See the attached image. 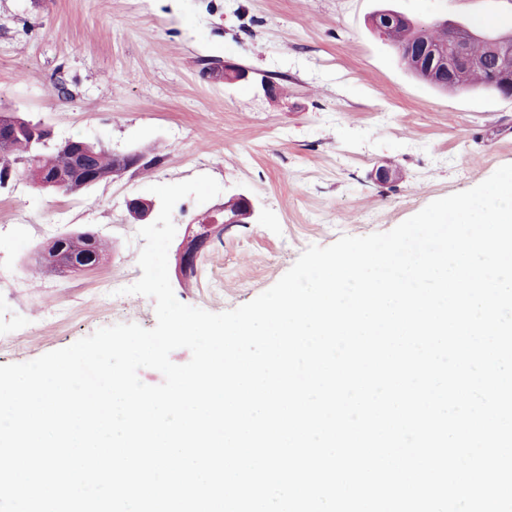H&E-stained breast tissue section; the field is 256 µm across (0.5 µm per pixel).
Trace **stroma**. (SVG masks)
Masks as SVG:
<instances>
[{"label": "stroma", "instance_id": "obj_1", "mask_svg": "<svg viewBox=\"0 0 512 512\" xmlns=\"http://www.w3.org/2000/svg\"><path fill=\"white\" fill-rule=\"evenodd\" d=\"M381 9L512 31V0H0V102L55 142L163 157L80 196L23 178L0 189V364L116 323L155 326L154 300L125 291L144 245L126 201L149 186L202 174L221 185L205 203L176 204L180 234L234 195L256 202L259 222L226 232L171 282L181 303L220 313L272 287L308 246L390 231L512 164V99L420 82L373 29ZM207 59L281 90L214 81ZM380 165L398 181L377 183ZM77 229L110 243L107 263L86 275L36 265L44 243Z\"/></svg>", "mask_w": 512, "mask_h": 512}]
</instances>
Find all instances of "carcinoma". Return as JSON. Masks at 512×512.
<instances>
[{"label":"carcinoma","instance_id":"1","mask_svg":"<svg viewBox=\"0 0 512 512\" xmlns=\"http://www.w3.org/2000/svg\"><path fill=\"white\" fill-rule=\"evenodd\" d=\"M379 34L396 50L401 62L408 64L409 72L419 80L440 88L462 94H473L484 91L500 92L503 82L502 71L497 56L486 51L489 38L479 35L471 43V53L483 58L478 68H448V63L430 71L428 58L421 57L424 48L451 50L456 37V29L445 22L421 24L410 18L387 26ZM0 125L11 130L13 137L8 148L0 149V166L7 167L10 158L25 161L21 170L28 173L33 181H43L54 171L67 167L73 152L81 149L86 139H71V144L51 148L40 146L32 140V128L37 126L27 116L8 109L0 110ZM87 160L98 171L119 177L127 172L128 164L115 155L102 149L87 157ZM62 249L67 257L81 263L90 258L100 259L107 255L106 244L94 233L83 230L59 237L42 246V251L52 253Z\"/></svg>","mask_w":512,"mask_h":512}]
</instances>
